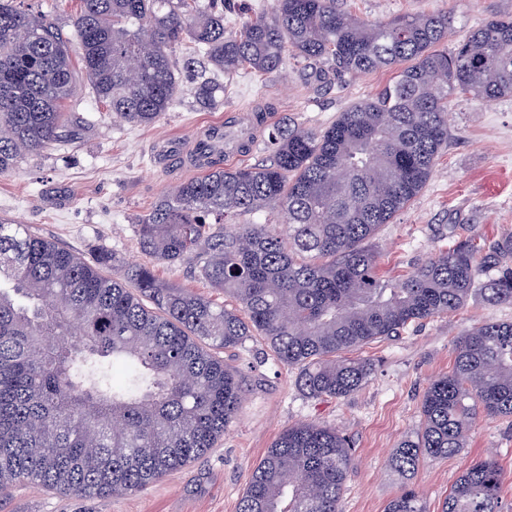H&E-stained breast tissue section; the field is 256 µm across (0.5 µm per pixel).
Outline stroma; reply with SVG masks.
I'll list each match as a JSON object with an SVG mask.
<instances>
[{"label": "stroma", "mask_w": 512, "mask_h": 512, "mask_svg": "<svg viewBox=\"0 0 512 512\" xmlns=\"http://www.w3.org/2000/svg\"><path fill=\"white\" fill-rule=\"evenodd\" d=\"M339 5L368 20L448 13L454 18L452 48L486 21L512 16V0H339ZM395 77V70L380 69L357 79L337 77L321 87L292 60L275 79L250 73L237 77L218 108L195 105L186 96L148 126L102 113L89 86L78 82L66 105L80 120L73 141L26 155L0 174V215L85 257L103 248L121 262L148 263L135 223L171 187L200 174L158 159L159 145L176 140L191 147L228 115L240 117L264 106L273 124L292 121L320 129ZM448 112V146L430 179L375 237L383 278H397L409 271L413 259L447 248L449 227L488 239L512 232V97L484 106L459 95ZM486 321H512V305L480 298L412 326L398 338L365 346L360 355L370 359L374 371L361 390L342 399L304 395L296 369L277 362L260 338H252L245 348L224 355L242 377L246 399L237 420L203 458L123 496L78 499L34 484L12 486L0 492V512H237L267 449L301 422L335 428L351 443L354 469L342 497L343 512H384L406 485L423 496L428 512H440L465 467L489 453L502 472V512H512V417H478L467 448L453 457L429 459L412 475L390 466L399 442L419 427L427 385L451 370L454 341Z\"/></svg>", "instance_id": "stroma-1"}]
</instances>
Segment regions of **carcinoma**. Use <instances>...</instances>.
Segmentation results:
<instances>
[{
	"instance_id": "1",
	"label": "carcinoma",
	"mask_w": 512,
	"mask_h": 512,
	"mask_svg": "<svg viewBox=\"0 0 512 512\" xmlns=\"http://www.w3.org/2000/svg\"><path fill=\"white\" fill-rule=\"evenodd\" d=\"M16 2L0 0V173L71 140L64 107L79 79L107 111L151 125L173 105L182 69L203 106L240 71L276 77L290 56L314 65L321 83L399 72L321 130L267 128L260 163L226 167L223 154H210L202 176L135 224L145 255L192 265L231 307L159 282L146 264L112 277L110 251L87 259L0 219V491L36 483L66 496H119L203 457L243 401L242 379L221 353L255 335L298 370L303 392L341 399L373 371L344 353L456 312L477 293L512 304V233L454 234L446 251L395 280L379 274L374 244L447 147L450 99L512 97L511 17L488 21L450 54L446 14L368 21L337 0H273L235 31L224 27L230 0H79L71 37ZM266 210L279 224L224 229ZM453 354L451 371L424 391L420 429L391 457L401 475L467 447L479 415L512 417V322L475 324ZM352 466L344 435L294 424L253 471L238 512H341ZM503 493L497 461L477 460L440 512H501ZM385 512L427 510L405 488Z\"/></svg>"
}]
</instances>
